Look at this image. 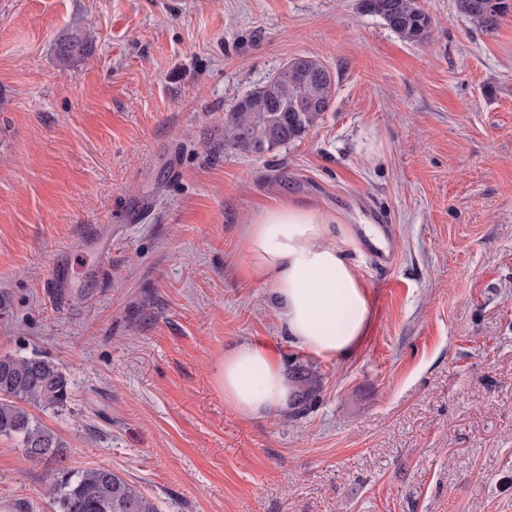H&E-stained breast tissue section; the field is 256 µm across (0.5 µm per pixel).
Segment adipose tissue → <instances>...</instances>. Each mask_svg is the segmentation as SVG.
<instances>
[{
    "mask_svg": "<svg viewBox=\"0 0 512 512\" xmlns=\"http://www.w3.org/2000/svg\"><path fill=\"white\" fill-rule=\"evenodd\" d=\"M245 272L272 291L293 345L325 358L349 357L369 321L367 287L348 251L354 232L335 211L293 201L265 208L245 233ZM215 377L227 405L249 417L287 410L295 388L266 345L244 341Z\"/></svg>",
    "mask_w": 512,
    "mask_h": 512,
    "instance_id": "adipose-tissue-1",
    "label": "adipose tissue"
}]
</instances>
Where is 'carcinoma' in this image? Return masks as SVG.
<instances>
[{
	"label": "carcinoma",
	"instance_id": "1",
	"mask_svg": "<svg viewBox=\"0 0 512 512\" xmlns=\"http://www.w3.org/2000/svg\"><path fill=\"white\" fill-rule=\"evenodd\" d=\"M458 10L486 29L512 12V0H457ZM367 15L381 18L402 41L425 43L433 21L419 0H360ZM90 38L68 37L59 44L65 58L82 57ZM334 73L308 57L287 61L263 85L245 94L224 114L225 143L264 157L301 140L329 111ZM71 399L66 370L47 358L0 355V435L19 439L31 457H47L55 512H159L155 501L104 466L74 470L64 465L63 443L29 409H64Z\"/></svg>",
	"mask_w": 512,
	"mask_h": 512
}]
</instances>
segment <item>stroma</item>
<instances>
[{
	"label": "stroma",
	"instance_id": "stroma-1",
	"mask_svg": "<svg viewBox=\"0 0 512 512\" xmlns=\"http://www.w3.org/2000/svg\"><path fill=\"white\" fill-rule=\"evenodd\" d=\"M419 3L424 44L359 0H0V355L67 371V409L35 412L67 466L160 512H512V15ZM299 56L336 77L318 125L226 146L225 111ZM288 199L357 230L349 357L295 347L242 273L246 224ZM364 224L394 225L391 268ZM244 340L310 369L312 401L227 406ZM54 467L0 435V512H52Z\"/></svg>",
	"mask_w": 512,
	"mask_h": 512
}]
</instances>
